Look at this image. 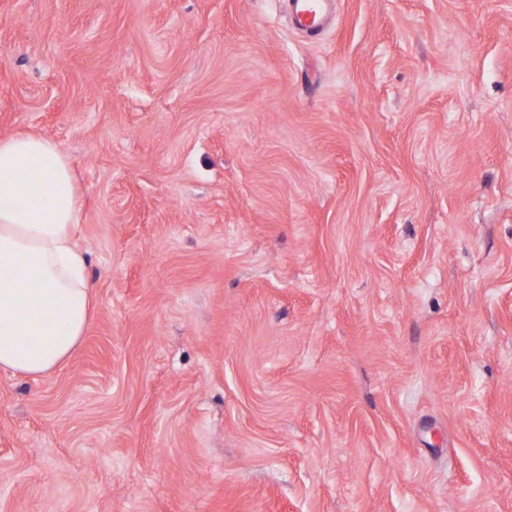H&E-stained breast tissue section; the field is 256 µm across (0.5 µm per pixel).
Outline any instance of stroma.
Instances as JSON below:
<instances>
[{
	"label": "stroma",
	"mask_w": 512,
	"mask_h": 512,
	"mask_svg": "<svg viewBox=\"0 0 512 512\" xmlns=\"http://www.w3.org/2000/svg\"><path fill=\"white\" fill-rule=\"evenodd\" d=\"M0 0L96 297L0 371V512H512V0ZM329 0H289L288 6L296 26L311 36L324 29V5Z\"/></svg>",
	"instance_id": "obj_1"
}]
</instances>
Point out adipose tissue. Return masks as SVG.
I'll return each instance as SVG.
<instances>
[{
    "label": "adipose tissue",
    "instance_id": "ef3b65f1",
    "mask_svg": "<svg viewBox=\"0 0 512 512\" xmlns=\"http://www.w3.org/2000/svg\"><path fill=\"white\" fill-rule=\"evenodd\" d=\"M82 206L56 142L0 138V371L51 373L86 334L95 297L77 241Z\"/></svg>",
    "mask_w": 512,
    "mask_h": 512
}]
</instances>
